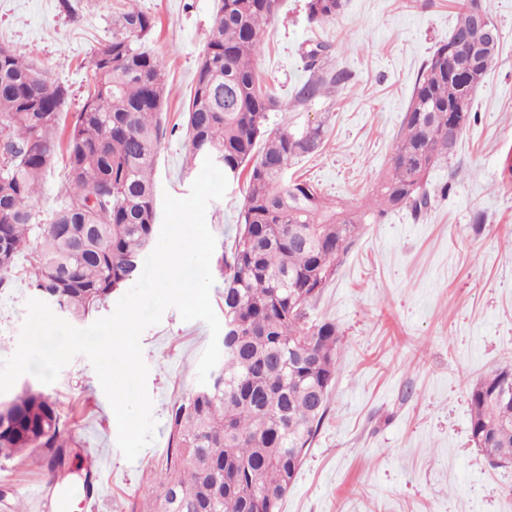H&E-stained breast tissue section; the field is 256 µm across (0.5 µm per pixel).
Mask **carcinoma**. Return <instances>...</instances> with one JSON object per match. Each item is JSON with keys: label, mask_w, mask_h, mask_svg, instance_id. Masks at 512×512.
I'll use <instances>...</instances> for the list:
<instances>
[{"label": "carcinoma", "mask_w": 512, "mask_h": 512, "mask_svg": "<svg viewBox=\"0 0 512 512\" xmlns=\"http://www.w3.org/2000/svg\"><path fill=\"white\" fill-rule=\"evenodd\" d=\"M466 0L448 42L420 68L388 170L361 211L306 180L284 182L316 153L326 127L269 128L281 103L265 90L254 59L280 0H219L212 36L194 77L185 133L191 159L220 155L224 174L248 170L231 260L222 262L224 340L210 380L169 412L165 472L151 512H280L292 463L302 465L328 409L341 332L310 315L360 227L389 211H427V177L448 159V122L466 128L473 99L499 45L473 27ZM343 0H307L308 19L332 22ZM154 27L141 10H120L105 50L91 60L88 88L70 128L65 200L45 224L31 201L55 158L68 91L49 82L17 49L0 48V285L30 256L29 280L47 301L82 319L139 269L156 228L155 157L166 137L161 62L144 50ZM329 46L306 52L311 77L294 92L305 104L349 79L328 70ZM512 384V364L470 389V435L490 461L512 462V404L496 398ZM68 447L57 402L26 386L0 404V457L38 455L49 482L64 471Z\"/></svg>", "instance_id": "carcinoma-1"}]
</instances>
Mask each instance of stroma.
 Here are the masks:
<instances>
[{"mask_svg": "<svg viewBox=\"0 0 512 512\" xmlns=\"http://www.w3.org/2000/svg\"><path fill=\"white\" fill-rule=\"evenodd\" d=\"M0 0V45L26 53L49 81L64 85L61 133L84 98L91 58L112 35L110 0ZM459 0H344L336 20L309 22L307 0H282L254 61L283 102L272 127L322 121L319 151L289 172L323 193L370 204L393 155L418 70L446 42ZM155 21L144 46L163 65V116L173 132L154 166L157 193L187 197L200 167L186 164L185 106L213 28L216 0H136ZM497 24L500 49L479 87L477 119L453 159L428 177L431 206L421 217L391 211L363 225L341 256L335 279L313 309L342 333L336 381L324 423L280 512H512V465L495 467L469 431L472 384L512 362V0H482ZM329 44L324 60L349 81L303 105L295 88L310 76L305 52ZM244 179L229 180L206 223L216 238L212 305L224 279L243 206ZM35 291L23 269L0 287V360L16 350L26 302ZM207 324L167 309L141 335L154 440L134 462L116 445L112 409L86 356H75L42 386L67 418L70 446L61 482L49 483L38 458L0 459V512H148L165 463L169 410L198 386ZM91 481L92 496H69Z\"/></svg>", "mask_w": 512, "mask_h": 512, "instance_id": "obj_1", "label": "stroma"}]
</instances>
